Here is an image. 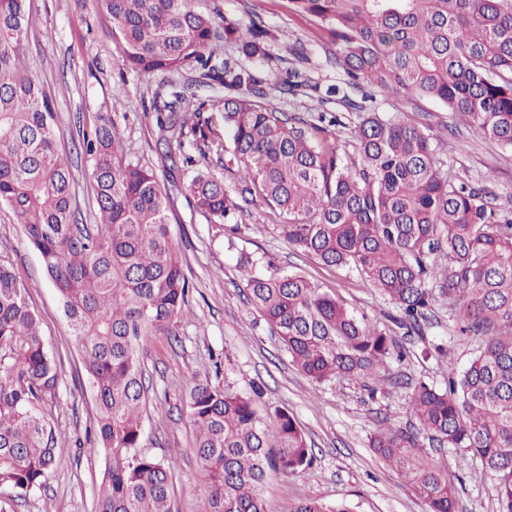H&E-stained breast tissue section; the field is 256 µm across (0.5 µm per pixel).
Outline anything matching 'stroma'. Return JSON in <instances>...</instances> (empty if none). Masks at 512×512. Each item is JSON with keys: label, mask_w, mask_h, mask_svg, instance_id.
Instances as JSON below:
<instances>
[{"label": "stroma", "mask_w": 512, "mask_h": 512, "mask_svg": "<svg viewBox=\"0 0 512 512\" xmlns=\"http://www.w3.org/2000/svg\"><path fill=\"white\" fill-rule=\"evenodd\" d=\"M28 5L34 18L29 50L40 80L55 94L60 139L70 155L80 203H87L92 183L90 163L80 149L81 133L104 111L122 131L126 159L152 167L170 195L172 237L190 284L188 306L174 335L152 337L141 357L150 382L143 446L158 459L176 463L172 512L208 509L188 408L197 383L226 384L256 395L261 411L288 410L305 432L313 462L303 470L269 472L264 492L268 512H292L305 497L330 505L343 502L352 512H427L405 479L370 448L371 434L381 428L415 431L420 460L453 475L457 512H499L493 483L482 475L479 460L465 449L432 442L408 409L412 385L423 381L445 387L449 368H463L479 348L478 338L458 336L447 299H436L424 335L404 337L393 322L397 311L385 296L358 274L293 252L277 229L279 216L266 206H248L231 225L213 223L180 191L190 172L173 167L158 147L155 116L174 90L187 87L199 98L220 100L223 86L199 84V74L191 68L150 79L127 70L111 23L93 0H28ZM194 6L236 19L251 12L262 15L271 38L267 59L250 62L256 75L269 85L295 67L309 85L307 94L279 99V106L308 120L322 112L346 116L338 98L325 94L342 82L341 74L325 64L333 45L310 20L291 13L288 0H194ZM298 40L307 46L301 64L290 53ZM376 108L404 113L436 135L452 121L446 107L426 98L380 97ZM445 157L462 181L485 185L492 203L502 213L512 212V149L461 126L448 136ZM243 255L261 259L268 274L284 270L304 275L329 289L350 311L400 337L405 357L389 361L385 388L372 392L361 382L342 379L316 384L293 366L247 300L237 268ZM0 261L26 284L45 345L57 363L60 389L53 416L64 436L45 489L13 501V512H95L103 460L84 440L95 405L80 351L38 251L5 206H0ZM439 344L445 345L447 356L436 354Z\"/></svg>", "instance_id": "1"}]
</instances>
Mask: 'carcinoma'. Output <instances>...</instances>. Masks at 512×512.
Returning <instances> with one entry per match:
<instances>
[{"instance_id":"carcinoma-1","label":"carcinoma","mask_w":512,"mask_h":512,"mask_svg":"<svg viewBox=\"0 0 512 512\" xmlns=\"http://www.w3.org/2000/svg\"><path fill=\"white\" fill-rule=\"evenodd\" d=\"M95 2L112 21L122 66L146 77L192 67L228 92L222 133L201 118L206 102L181 91L157 110L164 145L181 148L192 135L201 156L228 152L236 163L230 187L194 172L185 190L197 210L217 221L258 201L279 210L290 247L357 272L400 312L396 324L408 334L430 318L434 294L448 298L460 335L482 347L461 373L448 370L445 388L412 386L409 410L432 441L479 459L499 512H512V217L484 188L459 181L440 158L443 139L375 111L379 93L432 99L456 123L512 149V0H288L336 45L328 62L346 89L326 93L341 95L354 114L356 162L323 126L325 115L308 123L284 112L244 65L267 57L270 33L259 14H204L191 0ZM31 23L26 0H0V205L39 252L82 352L96 404L87 436L103 459L96 512H171L174 464L141 451L148 387L140 360L142 347L172 332L187 306L168 194L152 170L125 159L115 121L101 113L82 135L96 203L95 223L83 222L54 103L27 54ZM303 88L296 70L275 83L282 97ZM257 265L246 257L239 266L250 303L313 382L378 384L387 360L403 356L386 332L317 283L290 272L267 276ZM59 386L26 288L0 262V487L19 496L46 487ZM189 409L208 512H268V471L311 462L286 409L267 425L252 396L209 383L194 385ZM370 447L428 512H456L451 476L416 461L413 434L380 430ZM293 512L350 507L302 498Z\"/></svg>"}]
</instances>
